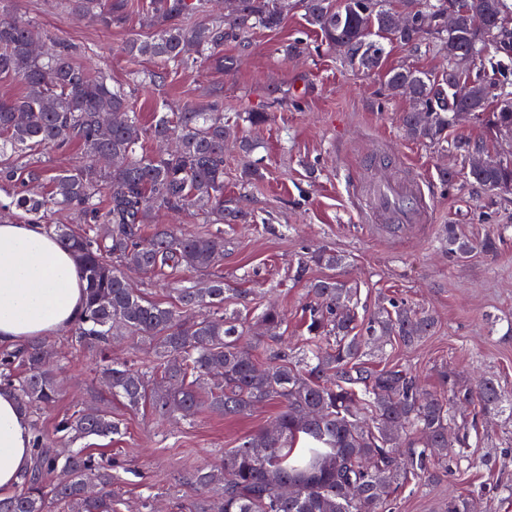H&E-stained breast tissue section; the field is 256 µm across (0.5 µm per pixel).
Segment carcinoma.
I'll list each match as a JSON object with an SVG mask.
<instances>
[{"mask_svg": "<svg viewBox=\"0 0 512 512\" xmlns=\"http://www.w3.org/2000/svg\"><path fill=\"white\" fill-rule=\"evenodd\" d=\"M413 23L398 29L390 0H296L307 23L326 45L341 44L345 62L366 70L382 65L384 41L413 51L434 45L448 67L434 76L412 67L388 70L390 95L409 102L401 123L412 139L440 144L448 127L468 111L485 121L489 132L512 147V29L495 25L499 14L512 15V0H471V13L448 26L452 0H400ZM288 0H228L217 13L212 0H143L142 13L157 27L149 39L131 38L124 52L132 59H154L163 71L139 81L154 85L172 71L207 59L229 72L236 60L224 45L245 50L256 28L275 29ZM71 12L109 27L132 15L129 0H68ZM32 26L0 12V78H18L24 91L0 98V155L31 147L62 150L77 146L89 162L47 177L39 166L17 169L0 164V182H16V209L42 223L53 207L78 211L80 232L65 225L53 233L77 258L86 280V310L72 329L78 348H104L115 336L145 340L153 356L145 367L105 360L100 374L112 398L131 408L148 406L161 419L191 417L202 406L238 416L267 402L281 410L269 429L259 430L224 451L216 467L191 476L197 498L185 512H386L410 484L434 476L452 463L469 461L470 432L454 408L467 404L485 417H512V394L494 379L471 386L454 372L442 371V392L423 391L412 371L398 363L378 368L373 358L388 343L411 348L435 328L434 315L403 302H390L364 327H358L356 288L333 276L307 284L310 301L303 349L288 347L280 330L285 317L271 306L228 310L224 277L214 270L224 260V231L187 235L176 227L146 233L157 210L201 212L208 224L241 222L247 213L224 207V145L239 122L266 125L272 113H224L214 99L180 112H156L141 124L131 96L103 74L75 65L61 47L36 50ZM466 74L474 90L456 97L454 80ZM177 140L172 152L147 153L143 141ZM255 144L239 141L241 181L252 184L263 172L250 155ZM466 156L473 184L512 193V152H491L480 141L456 142ZM106 156L108 167L96 164ZM51 192L35 188L44 180ZM448 253L466 258L477 250L494 252L488 235L477 243L448 226ZM343 255L327 249L300 257L295 277L312 265L334 270ZM155 276L190 269L202 276L175 289L176 303L154 302L133 288L124 269ZM266 335L248 338L253 326ZM6 385L31 418L32 463L17 490L0 497V512H117L112 500L116 463L74 445L88 437L122 434L112 412L85 408L62 416L47 433L40 411L57 399L53 348L35 341L0 353V386ZM317 443L297 447L300 435Z\"/></svg>", "mask_w": 512, "mask_h": 512, "instance_id": "1", "label": "carcinoma"}]
</instances>
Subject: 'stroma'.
I'll return each instance as SVG.
<instances>
[{
    "instance_id": "1",
    "label": "stroma",
    "mask_w": 512,
    "mask_h": 512,
    "mask_svg": "<svg viewBox=\"0 0 512 512\" xmlns=\"http://www.w3.org/2000/svg\"><path fill=\"white\" fill-rule=\"evenodd\" d=\"M0 8L41 36L68 46L74 62L89 73L102 71L113 82L132 87L133 107L143 124L151 123L156 106L179 112L216 94L225 111L272 113L271 122L253 134L258 146L251 159L263 168V180L243 184L237 147L231 144L224 151V202L252 216L250 223L224 227L218 272L231 290L230 306L245 298L276 303L286 317L289 346H300L308 297L304 282L294 278L296 261L312 249L335 251L346 257L336 277L358 287L360 321L389 298L435 314L431 336L390 354L417 373L428 390H438L440 371L449 370L467 378L496 377L512 392V194L476 188L468 178L467 157L454 149L462 138L490 148L495 142L471 116L449 128L443 145L408 138L400 122L408 104L389 96L385 86V71L391 67L441 72L439 53L416 54L393 43L386 47L382 68H352L322 44L302 11L294 9L280 28L252 31L248 49L225 45V54L237 58L231 73L205 61L162 83L135 87L133 72L157 67L123 51L131 36L155 33V26L141 16L106 28L71 15L66 0H0ZM297 39L307 42L308 53L285 56L286 45ZM300 91L305 98L298 106L293 99ZM443 166L455 171L452 182L441 181L438 170ZM410 170L423 179L432 223L406 232L364 223L349 191L350 179L365 186ZM451 224L473 239L499 236L496 252L449 257L439 238ZM52 343L63 384L41 421L50 432L59 417L89 405L106 408L121 420L122 435L87 441L88 447L127 467L113 486L121 512H138L141 497L148 494L165 512H181L194 495L191 474L268 426L281 409L274 402L227 417L204 409L188 420L164 421L148 407L131 409L113 401L98 376L97 351L72 348L65 335L53 337ZM456 415L476 423L479 441L469 450L472 466L438 472L435 480L406 489L394 502V512H446L452 495L472 497L474 512H512V420L478 417L469 407Z\"/></svg>"
}]
</instances>
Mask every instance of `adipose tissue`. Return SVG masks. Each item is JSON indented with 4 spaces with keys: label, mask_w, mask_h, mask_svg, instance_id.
Listing matches in <instances>:
<instances>
[{
    "label": "adipose tissue",
    "mask_w": 512,
    "mask_h": 512,
    "mask_svg": "<svg viewBox=\"0 0 512 512\" xmlns=\"http://www.w3.org/2000/svg\"><path fill=\"white\" fill-rule=\"evenodd\" d=\"M85 288L75 258L43 225L0 223V350L65 333L84 311ZM31 441L14 393L0 389V495L19 485Z\"/></svg>",
    "instance_id": "adipose-tissue-1"
}]
</instances>
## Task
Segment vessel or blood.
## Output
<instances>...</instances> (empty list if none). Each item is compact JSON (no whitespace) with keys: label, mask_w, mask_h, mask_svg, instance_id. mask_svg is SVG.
I'll return each mask as SVG.
<instances>
[{"label":"vessel or blood","mask_w":512,"mask_h":512,"mask_svg":"<svg viewBox=\"0 0 512 512\" xmlns=\"http://www.w3.org/2000/svg\"><path fill=\"white\" fill-rule=\"evenodd\" d=\"M365 219L371 224H425L430 220L429 204L421 178L408 172L400 181L370 185Z\"/></svg>","instance_id":"1"}]
</instances>
